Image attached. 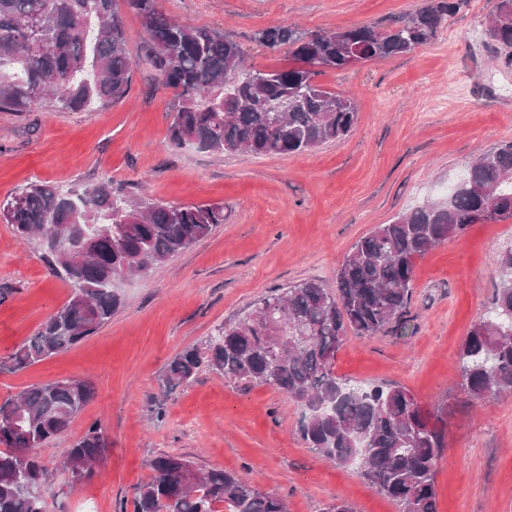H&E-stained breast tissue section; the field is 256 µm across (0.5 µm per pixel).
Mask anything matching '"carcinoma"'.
Returning a JSON list of instances; mask_svg holds the SVG:
<instances>
[{
  "instance_id": "obj_1",
  "label": "carcinoma",
  "mask_w": 512,
  "mask_h": 512,
  "mask_svg": "<svg viewBox=\"0 0 512 512\" xmlns=\"http://www.w3.org/2000/svg\"><path fill=\"white\" fill-rule=\"evenodd\" d=\"M148 36L147 62L175 92L171 144L217 154L292 155L341 140L358 112L345 95L316 81L324 69L406 55L431 41L455 5L427 0L398 24L304 33L261 30L263 47H288L295 65L245 66L241 45L223 31L181 24L158 0H125ZM491 38L512 62V0H498ZM133 60L116 0H0V112H27L47 100L62 112H90L128 96ZM288 99L292 109L272 112ZM465 187L379 224L352 247L336 288L304 280L278 288L234 323L184 348L166 365L173 391L207 367L250 386H273L302 408L299 434L327 461L353 467L395 501L399 512H437L436 469L443 429L426 420L403 387H354L336 377V354L349 336L369 337L400 322L411 300L415 262L473 224L512 218V143L492 147L469 166ZM0 219L45 250L50 270L71 288L69 300L4 361L21 371L95 334L120 306L110 283L146 274L224 223V206L146 203L101 180L62 191L32 183L0 202ZM92 235V256L81 255ZM494 308L473 324L458 359L471 399L512 393V246L502 249ZM95 396L81 379L36 385L0 404V512H45L49 486L41 449L65 433ZM110 442L92 423L66 453L62 471L95 475ZM152 478L135 488L133 512H287L284 500L222 469L200 472L179 453L155 457Z\"/></svg>"
}]
</instances>
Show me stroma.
Wrapping results in <instances>:
<instances>
[{
    "label": "stroma",
    "instance_id": "35a3bbf8",
    "mask_svg": "<svg viewBox=\"0 0 512 512\" xmlns=\"http://www.w3.org/2000/svg\"><path fill=\"white\" fill-rule=\"evenodd\" d=\"M427 0H159L189 26L236 40L248 66L290 65L286 48L257 44L272 26L335 31L384 28ZM435 38L410 54L318 77L353 98L358 120L343 140L290 156L216 154L167 138L173 98L146 60L147 35L123 10L135 63L126 101L93 112L48 102L0 112V201L32 182L68 190L104 179L150 202L219 204L224 222L174 258L119 285L122 303L94 335L16 373L0 372V403L63 378H82L94 398L68 431L41 451L55 476L46 512H124L151 461L178 452L199 469H224L283 497L288 512H399L355 470L329 463L297 432L300 407L272 386L205 369L169 392L163 374L182 349L237 321L277 288L314 279L336 285L354 243L376 225L445 199L475 155L512 142V64L488 31L495 0H455ZM512 245V219L475 224L415 262L410 306L382 334L349 337L337 377L395 384L440 410L445 448L438 512H512V395L474 400L460 388L458 353L470 327L491 311ZM70 297L37 244L0 221V358L32 336ZM111 448L97 474L68 483L56 468L92 423Z\"/></svg>",
    "mask_w": 512,
    "mask_h": 512
}]
</instances>
